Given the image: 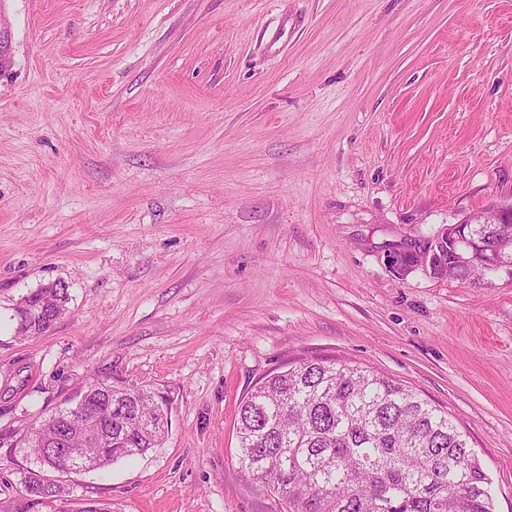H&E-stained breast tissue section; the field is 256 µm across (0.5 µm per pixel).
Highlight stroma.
I'll list each match as a JSON object with an SVG mask.
<instances>
[{
  "label": "stroma",
  "mask_w": 512,
  "mask_h": 512,
  "mask_svg": "<svg viewBox=\"0 0 512 512\" xmlns=\"http://www.w3.org/2000/svg\"><path fill=\"white\" fill-rule=\"evenodd\" d=\"M0 10V430L92 377L170 400L161 445L40 512H272L238 468V407L304 356L443 407L512 512V278L387 263L512 199V0ZM58 280L66 315L19 339L17 302Z\"/></svg>",
  "instance_id": "1"
}]
</instances>
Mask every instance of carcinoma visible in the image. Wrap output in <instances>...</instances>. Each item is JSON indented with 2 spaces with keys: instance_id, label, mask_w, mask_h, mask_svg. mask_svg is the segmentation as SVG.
Segmentation results:
<instances>
[{
  "instance_id": "carcinoma-1",
  "label": "carcinoma",
  "mask_w": 512,
  "mask_h": 512,
  "mask_svg": "<svg viewBox=\"0 0 512 512\" xmlns=\"http://www.w3.org/2000/svg\"><path fill=\"white\" fill-rule=\"evenodd\" d=\"M510 228L472 225L486 240ZM446 274L465 283L486 276L461 266ZM68 303L65 285L37 288L29 292L27 321L42 335L51 311ZM81 394L84 410L60 407L6 450L33 463L24 468L14 512L69 496L63 476L75 468L52 455L60 437L73 454L96 456L99 469L163 441L164 395L95 378ZM93 426L112 429V438L84 439ZM237 437L241 473L276 512H492L490 480L455 419L409 386L352 361L302 358L268 374L241 401Z\"/></svg>"
}]
</instances>
